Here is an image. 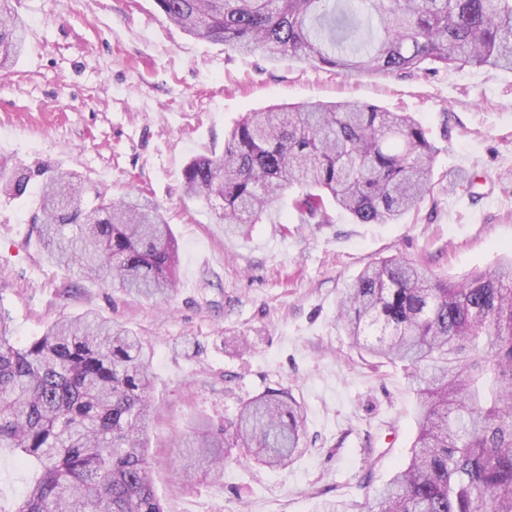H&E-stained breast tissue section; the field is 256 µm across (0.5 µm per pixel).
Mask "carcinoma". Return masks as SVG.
Listing matches in <instances>:
<instances>
[{
    "label": "carcinoma",
    "instance_id": "carcinoma-1",
    "mask_svg": "<svg viewBox=\"0 0 512 512\" xmlns=\"http://www.w3.org/2000/svg\"><path fill=\"white\" fill-rule=\"evenodd\" d=\"M174 25L227 51L297 57L343 75L492 67L512 71V0H155ZM25 21L0 0V74L21 55ZM438 152L408 113L357 101L248 112L221 155L192 159L188 199L218 210L224 234L259 224L289 200L301 224L331 208L359 224H394L434 195ZM36 183L35 218L53 264L103 287L164 300L178 245L160 207L119 199L71 171L0 172L15 199ZM337 324L355 347L398 362L416 395L408 461L369 512H512V256L494 272L448 282L404 259L367 265L345 290ZM149 352L125 324L62 316L22 345L0 309V453L34 477L11 512H164L144 435L152 413ZM304 415L286 388L245 402L230 425L198 419L177 457L221 472L245 448L287 467Z\"/></svg>",
    "mask_w": 512,
    "mask_h": 512
}]
</instances>
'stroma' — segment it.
<instances>
[{"label": "stroma", "instance_id": "obj_1", "mask_svg": "<svg viewBox=\"0 0 512 512\" xmlns=\"http://www.w3.org/2000/svg\"><path fill=\"white\" fill-rule=\"evenodd\" d=\"M18 9L26 47L0 80V165L69 169L112 198L143 191L169 217L180 269L165 303L101 287L51 264L30 199L0 197V306L13 342L95 310L151 348L146 448L166 512L366 503L408 458L416 400L402 366L352 348L337 303L367 264L387 257L458 279L512 253V71L344 76L271 62L186 35L155 0H20ZM345 99L413 113L429 130L443 187L418 212L359 224L336 210L328 224H252L228 237L215 212L185 198L186 164L223 152L245 113ZM281 385L305 414L291 466L244 452L220 474L173 472V450L197 417L231 421L241 402ZM30 478L0 455V512H13Z\"/></svg>", "mask_w": 512, "mask_h": 512}]
</instances>
